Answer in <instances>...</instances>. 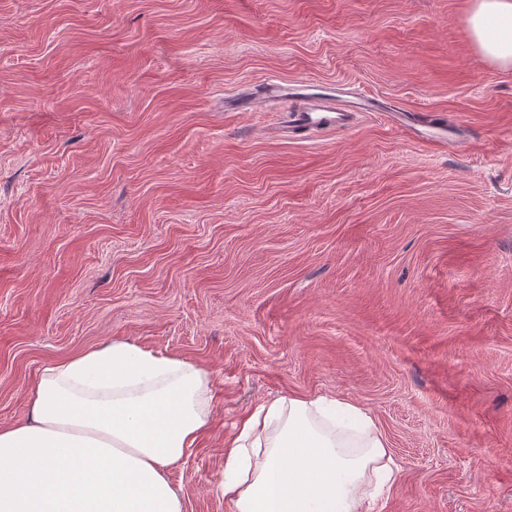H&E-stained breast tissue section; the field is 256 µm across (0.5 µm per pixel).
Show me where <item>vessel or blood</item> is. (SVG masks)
Here are the masks:
<instances>
[{
  "mask_svg": "<svg viewBox=\"0 0 512 512\" xmlns=\"http://www.w3.org/2000/svg\"><path fill=\"white\" fill-rule=\"evenodd\" d=\"M262 102L289 103L285 128L297 139L351 129L363 113L378 109L374 98L351 90L333 93L312 83L288 84L273 80L256 85L248 97L238 101L237 107L248 110ZM391 117L414 139L434 147H447L455 139L454 130L440 115L395 111Z\"/></svg>",
  "mask_w": 512,
  "mask_h": 512,
  "instance_id": "vessel-or-blood-1",
  "label": "vessel or blood"
}]
</instances>
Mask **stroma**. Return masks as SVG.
<instances>
[{"label":"stroma","instance_id":"obj_1","mask_svg":"<svg viewBox=\"0 0 512 512\" xmlns=\"http://www.w3.org/2000/svg\"><path fill=\"white\" fill-rule=\"evenodd\" d=\"M470 5L0 0V426L45 368L125 340L210 374L211 426L169 472L185 512H226L244 416L320 395L388 442L375 512H512V68ZM269 76L382 109L305 141L287 104L225 111ZM390 117L406 130L416 140L429 143L436 148H448L455 140L454 130L448 126V121L437 114H412L411 112H388Z\"/></svg>","mask_w":512,"mask_h":512}]
</instances>
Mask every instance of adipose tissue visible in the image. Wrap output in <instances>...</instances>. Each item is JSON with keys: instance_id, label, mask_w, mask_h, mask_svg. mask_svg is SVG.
Returning <instances> with one entry per match:
<instances>
[{"instance_id": "adipose-tissue-1", "label": "adipose tissue", "mask_w": 512, "mask_h": 512, "mask_svg": "<svg viewBox=\"0 0 512 512\" xmlns=\"http://www.w3.org/2000/svg\"><path fill=\"white\" fill-rule=\"evenodd\" d=\"M471 37L512 67V0H473ZM208 372L127 341L48 367L27 419L0 427V512H184L169 470L210 422ZM398 475L350 402L276 398L224 442L230 512H366Z\"/></svg>"}]
</instances>
